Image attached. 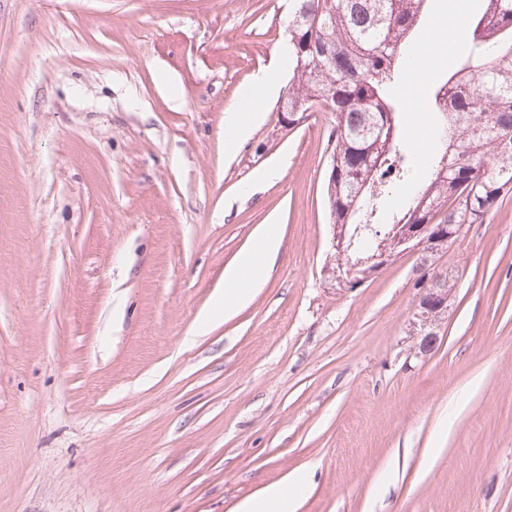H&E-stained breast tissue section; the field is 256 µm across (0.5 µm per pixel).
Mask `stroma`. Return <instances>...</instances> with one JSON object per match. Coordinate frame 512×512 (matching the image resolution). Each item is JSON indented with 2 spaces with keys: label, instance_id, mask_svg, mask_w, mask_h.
Returning a JSON list of instances; mask_svg holds the SVG:
<instances>
[{
  "label": "stroma",
  "instance_id": "1",
  "mask_svg": "<svg viewBox=\"0 0 512 512\" xmlns=\"http://www.w3.org/2000/svg\"><path fill=\"white\" fill-rule=\"evenodd\" d=\"M292 6L0 0V512H235L293 473L296 512H512V196L435 257L457 284L421 355L419 252L325 273L332 114L282 127L288 66L244 95ZM481 8L432 0L453 45L399 91L418 144ZM234 105L259 118L231 145ZM279 246L280 241L274 230H265L252 250L243 253L234 264L224 270V289L215 295V305L224 310V315L248 301V285L263 275L264 267L276 257Z\"/></svg>",
  "mask_w": 512,
  "mask_h": 512
}]
</instances>
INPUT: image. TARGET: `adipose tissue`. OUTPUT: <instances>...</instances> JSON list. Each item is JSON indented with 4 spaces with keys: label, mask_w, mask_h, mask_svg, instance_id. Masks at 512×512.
Segmentation results:
<instances>
[{
    "label": "adipose tissue",
    "mask_w": 512,
    "mask_h": 512,
    "mask_svg": "<svg viewBox=\"0 0 512 512\" xmlns=\"http://www.w3.org/2000/svg\"><path fill=\"white\" fill-rule=\"evenodd\" d=\"M280 241L274 230H266L257 245L243 253L224 271V288L215 296L216 306L224 312L235 311L250 296L249 286L264 273L267 263L279 251ZM303 489L300 476L293 475L284 483L265 488L260 495L242 500L237 512H295V503Z\"/></svg>",
    "instance_id": "adipose-tissue-1"
}]
</instances>
